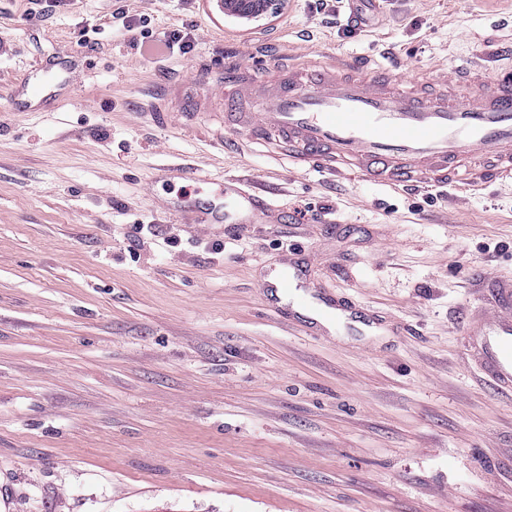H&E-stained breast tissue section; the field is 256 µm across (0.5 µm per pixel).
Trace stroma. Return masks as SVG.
Masks as SVG:
<instances>
[{
	"mask_svg": "<svg viewBox=\"0 0 512 512\" xmlns=\"http://www.w3.org/2000/svg\"><path fill=\"white\" fill-rule=\"evenodd\" d=\"M184 25L190 53L150 52ZM71 53L66 96L16 111L15 78ZM339 57L409 88L512 71V0H382L348 36L320 0L250 23L213 0H0V512H512V395L462 344L479 281L512 278V185L331 180L224 126L225 74ZM207 173L280 222L174 218ZM291 256L379 334L274 317L262 284Z\"/></svg>",
	"mask_w": 512,
	"mask_h": 512,
	"instance_id": "obj_1",
	"label": "stroma"
}]
</instances>
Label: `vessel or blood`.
Instances as JSON below:
<instances>
[{
	"label": "vessel or blood",
	"instance_id": "1",
	"mask_svg": "<svg viewBox=\"0 0 512 512\" xmlns=\"http://www.w3.org/2000/svg\"><path fill=\"white\" fill-rule=\"evenodd\" d=\"M72 58L42 65L41 79L17 84L33 112L57 98ZM252 110H241L243 102ZM224 126L251 142L287 154L298 169L364 177L391 189L415 190L488 176L512 182V74L499 72L457 91L451 76L435 91L402 86L387 74L369 76L347 64L318 63L252 80L224 79ZM216 202L186 208L171 199L173 215L192 224H260L276 205L242 183L215 179ZM269 308L293 293V314L309 324L351 329L360 315L309 283L301 263L264 283ZM489 308L469 322L466 346L485 375L512 394V279L492 280Z\"/></svg>",
	"mask_w": 512,
	"mask_h": 512
}]
</instances>
